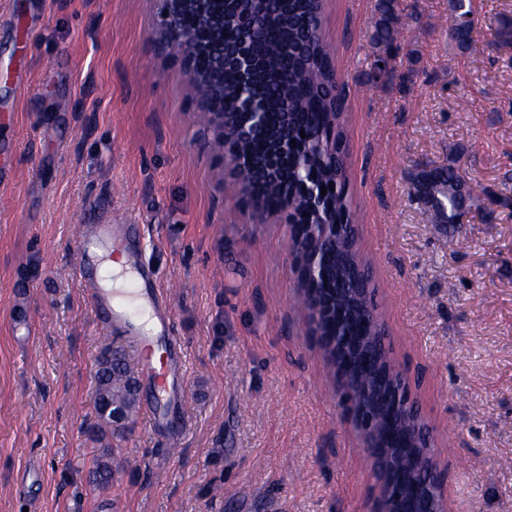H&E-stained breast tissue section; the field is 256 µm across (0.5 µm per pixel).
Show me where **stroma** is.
Wrapping results in <instances>:
<instances>
[{
	"label": "stroma",
	"instance_id": "stroma-1",
	"mask_svg": "<svg viewBox=\"0 0 512 512\" xmlns=\"http://www.w3.org/2000/svg\"><path fill=\"white\" fill-rule=\"evenodd\" d=\"M376 2L323 5L359 248L447 512H512V47L489 26L512 0H482L478 61L448 42V0H399L414 19L399 77L372 83ZM155 22V0H0V512H374L363 434L297 306L292 226L226 190L183 70L151 49ZM448 164L482 192L470 223L443 229L408 191ZM103 221L137 226L185 349L165 430L141 408L131 432L96 434L101 353L141 358L73 276L79 227Z\"/></svg>",
	"mask_w": 512,
	"mask_h": 512
}]
</instances>
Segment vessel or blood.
Wrapping results in <instances>:
<instances>
[{
    "label": "vessel or blood",
    "mask_w": 512,
    "mask_h": 512,
    "mask_svg": "<svg viewBox=\"0 0 512 512\" xmlns=\"http://www.w3.org/2000/svg\"><path fill=\"white\" fill-rule=\"evenodd\" d=\"M113 234L112 225L105 222L81 230L76 238L78 259L73 273L91 305L138 348L148 352L164 347L163 362L154 363L148 356L143 360V372L151 387L147 411L153 426L162 429L170 426L184 397V352L169 342L173 329L169 307L152 270L142 262L136 244L126 248L132 274L126 300L116 301L111 290L101 287L98 252L111 243Z\"/></svg>",
    "instance_id": "vessel-or-blood-1"
}]
</instances>
